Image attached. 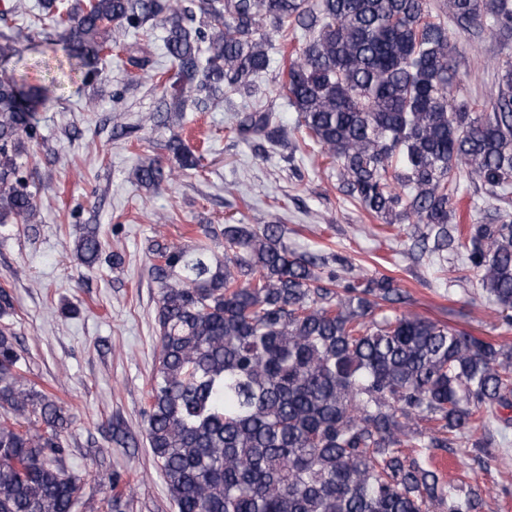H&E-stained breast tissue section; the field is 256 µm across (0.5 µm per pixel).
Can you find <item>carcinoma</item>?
<instances>
[{"mask_svg":"<svg viewBox=\"0 0 512 512\" xmlns=\"http://www.w3.org/2000/svg\"><path fill=\"white\" fill-rule=\"evenodd\" d=\"M30 26L54 33L88 67L132 36L124 64L152 68L141 38L156 27L174 68L164 120L200 95L255 98L238 117L242 138L292 151L317 146L340 190L386 224H423L448 247L460 180L504 204L493 224L461 235L463 265L487 298L512 310V59L497 64L493 111L459 102L452 65L459 30L512 32V0H42ZM301 47L275 75L296 112L286 123L262 97L272 37ZM42 99L0 79V224L38 212L24 175L41 139ZM175 163L196 168L174 133ZM171 172L134 169L156 190ZM224 257L211 232L192 244L153 241L158 363L146 440L177 512H478L427 461L472 446L475 433L507 439L512 349L392 305L388 275L346 278L297 252L280 224H226ZM97 226L74 241L85 267L102 259ZM18 339L0 324V512H73L81 481L66 466L63 407L23 375ZM407 448L419 449L410 457ZM133 490L114 493L125 512Z\"/></svg>","mask_w":512,"mask_h":512,"instance_id":"obj_1","label":"carcinoma"}]
</instances>
